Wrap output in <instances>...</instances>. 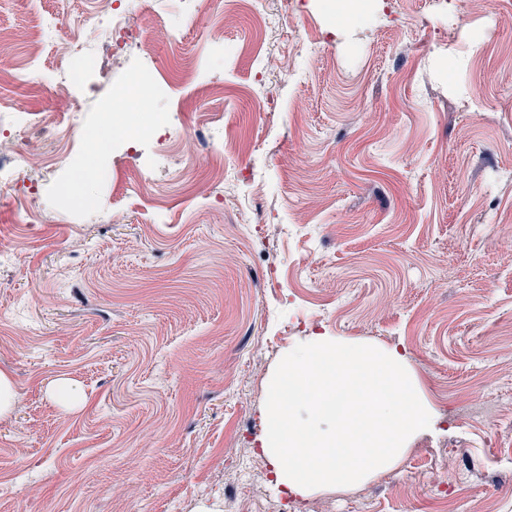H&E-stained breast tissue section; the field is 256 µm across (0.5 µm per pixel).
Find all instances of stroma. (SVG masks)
Returning a JSON list of instances; mask_svg holds the SVG:
<instances>
[{"label":"stroma","mask_w":512,"mask_h":512,"mask_svg":"<svg viewBox=\"0 0 512 512\" xmlns=\"http://www.w3.org/2000/svg\"><path fill=\"white\" fill-rule=\"evenodd\" d=\"M454 17L424 12L399 25L394 0H371L341 25L323 0H302L253 50L248 12L199 0L194 25L179 0H152L179 40L135 54L87 106L111 119L113 89L146 66L169 79L179 56L223 87L193 82L149 97L147 111L213 112L216 136L241 146L213 182L207 163L181 157L179 124L145 173L119 152L84 179L82 202L40 201L25 224L0 195V371L13 413L0 418V512H263V499L224 486V440L267 432L277 363L311 336L292 329L310 297L335 299L321 332L399 342L436 412L481 393L485 421L424 434L401 463L351 492L342 512H431L427 479L469 474L456 512H512V0H452ZM70 0H0V27ZM224 24V50L206 42ZM478 22L479 41L448 38ZM275 74L259 77L262 57ZM275 98L261 112L258 102ZM257 217L238 223L240 206ZM271 217L291 234L268 240ZM279 263L281 287L266 283ZM273 345L268 361L252 357ZM84 400L53 397L59 379ZM447 439L454 469L432 441Z\"/></svg>","instance_id":"35a3bbf8"}]
</instances>
